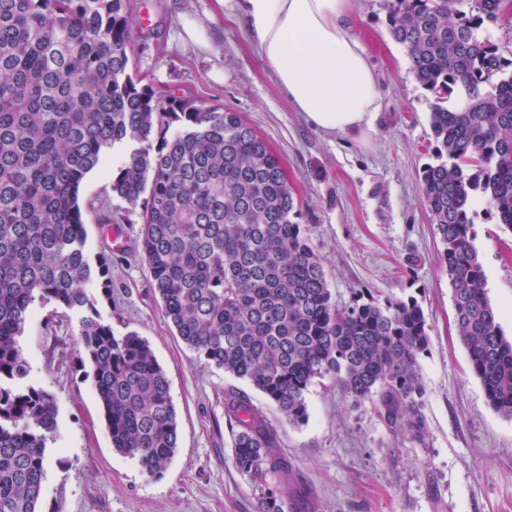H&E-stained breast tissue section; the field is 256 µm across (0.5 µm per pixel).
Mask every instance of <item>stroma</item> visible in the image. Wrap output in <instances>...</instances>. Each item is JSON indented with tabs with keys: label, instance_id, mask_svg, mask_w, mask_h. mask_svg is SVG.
Here are the masks:
<instances>
[{
	"label": "stroma",
	"instance_id": "1",
	"mask_svg": "<svg viewBox=\"0 0 512 512\" xmlns=\"http://www.w3.org/2000/svg\"><path fill=\"white\" fill-rule=\"evenodd\" d=\"M388 0H353L346 19L377 77L373 130L330 134L312 126L281 92L255 53L247 25L219 14L214 0H132L131 41L147 82L180 89L236 112L278 156L297 200V218L323 259L331 291L347 304L357 289L375 297H415L429 326L421 359L428 437L391 433L370 403L352 406L330 377L315 379L309 418L289 424L245 381L206 364L177 336L139 254L140 206L113 195L112 170L127 149L108 151L85 177V251L112 257V288L88 292L115 335L147 340L170 381L178 449L149 476L112 448L92 381L80 364L83 312L35 301L19 341L26 384L51 393L57 427L40 512H256L257 497L233 461L224 417L228 389L248 390L277 437L294 512H512V419L496 412L469 369L453 323L441 245L421 191L434 161L430 93L415 80L393 40ZM206 25L210 47L184 36ZM111 224H102L104 213ZM475 245L486 291L505 336H512V231L476 203Z\"/></svg>",
	"mask_w": 512,
	"mask_h": 512
}]
</instances>
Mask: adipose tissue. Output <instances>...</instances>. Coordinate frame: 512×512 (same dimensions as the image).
<instances>
[{"label":"adipose tissue","mask_w":512,"mask_h":512,"mask_svg":"<svg viewBox=\"0 0 512 512\" xmlns=\"http://www.w3.org/2000/svg\"><path fill=\"white\" fill-rule=\"evenodd\" d=\"M247 21L254 45L297 111L329 133L372 129L375 72L343 19L351 0H217Z\"/></svg>","instance_id":"obj_1"}]
</instances>
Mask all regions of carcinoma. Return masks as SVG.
Segmentation results:
<instances>
[{
	"instance_id": "cac0c4a2",
	"label": "carcinoma",
	"mask_w": 512,
	"mask_h": 512,
	"mask_svg": "<svg viewBox=\"0 0 512 512\" xmlns=\"http://www.w3.org/2000/svg\"><path fill=\"white\" fill-rule=\"evenodd\" d=\"M504 0H390L392 38L435 96L436 163L422 198L442 246L453 318L492 408L512 418V339L486 291L471 207L480 198L512 231V58L485 34ZM130 0H0V512H40L49 392L18 337L39 299L94 309L112 257L84 251L86 175L118 144L112 194L141 205L140 248L165 317L198 358L261 392L292 424L329 376L393 433L424 442L420 358L430 337L416 298L363 290L340 305L305 236L279 158L236 112L143 83L132 59ZM175 131H170L172 125ZM81 366L112 448L151 476L177 448L170 383L148 342L82 319ZM224 415L234 464L257 512H286L285 470L263 411L233 388Z\"/></svg>"
}]
</instances>
